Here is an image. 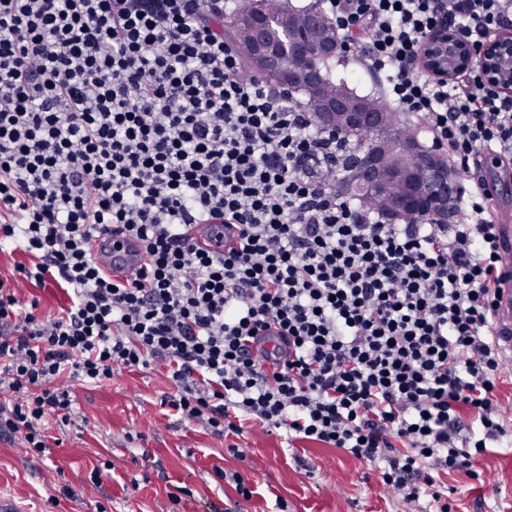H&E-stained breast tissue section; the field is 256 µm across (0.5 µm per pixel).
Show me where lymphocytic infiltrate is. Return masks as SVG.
<instances>
[{
	"label": "lymphocytic infiltrate",
	"mask_w": 512,
	"mask_h": 512,
	"mask_svg": "<svg viewBox=\"0 0 512 512\" xmlns=\"http://www.w3.org/2000/svg\"><path fill=\"white\" fill-rule=\"evenodd\" d=\"M342 58L467 172L512 152V94L419 63L445 28L481 47L512 0H321ZM224 0H0V436L48 448L73 381L166 370L183 421L245 423L377 464L384 486L451 512L440 474L507 437L492 309L505 263L479 182L451 224H383L336 191L349 143L287 90L244 77ZM193 224L224 227V248ZM122 229L129 277L92 257ZM68 304L41 318L23 284Z\"/></svg>",
	"instance_id": "f902f5d3"
}]
</instances>
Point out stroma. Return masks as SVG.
Here are the masks:
<instances>
[{
	"label": "stroma",
	"instance_id": "35a3bbf8",
	"mask_svg": "<svg viewBox=\"0 0 512 512\" xmlns=\"http://www.w3.org/2000/svg\"><path fill=\"white\" fill-rule=\"evenodd\" d=\"M166 371L117 369L95 385L74 382L78 425L48 419L49 449L30 457L17 439L0 437V490L27 512H209L237 503L238 512H418V503L384 490L376 471L337 448L309 440L286 444L280 434L245 431L241 455L201 422L176 420L163 400ZM112 470H104V463ZM101 482H93L95 469ZM239 472L254 489L239 500L217 470ZM478 478L444 476L453 512H512V447L495 448L476 464ZM181 495L173 503V495Z\"/></svg>",
	"mask_w": 512,
	"mask_h": 512
}]
</instances>
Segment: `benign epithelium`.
Instances as JSON below:
<instances>
[{"label": "benign epithelium", "mask_w": 512, "mask_h": 512, "mask_svg": "<svg viewBox=\"0 0 512 512\" xmlns=\"http://www.w3.org/2000/svg\"><path fill=\"white\" fill-rule=\"evenodd\" d=\"M268 5L269 0L260 2L254 17L257 35L244 49L252 69L264 77L275 75L279 86L305 84L316 116L326 126H337L348 133L382 127L383 115L365 111L356 99L338 106L324 98L320 64L325 57L336 54L335 34L313 30L309 39L300 40L283 32L274 40L265 28ZM421 62L445 80L476 65L487 82L512 92V30L498 34L476 51L453 33L440 29L426 41ZM361 158L360 163L348 168L343 181L359 195L388 197L385 223L405 224L418 212L429 213L438 224L448 223L459 177L447 156L424 149L415 137L399 143L379 137Z\"/></svg>", "instance_id": "benign-epithelium-1"}]
</instances>
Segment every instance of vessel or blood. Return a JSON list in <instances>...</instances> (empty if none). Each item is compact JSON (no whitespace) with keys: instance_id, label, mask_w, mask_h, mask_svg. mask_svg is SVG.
Wrapping results in <instances>:
<instances>
[{"instance_id":"b4317fda","label":"vessel or blood","mask_w":512,"mask_h":512,"mask_svg":"<svg viewBox=\"0 0 512 512\" xmlns=\"http://www.w3.org/2000/svg\"><path fill=\"white\" fill-rule=\"evenodd\" d=\"M492 201L490 209L495 222L499 248L508 262L501 273L500 286L493 308V326L501 351L512 353V212L500 207L498 186L486 185ZM140 245L128 235L116 232L102 241L95 253L96 260L112 269L114 275L123 278L132 273L139 262Z\"/></svg>"}]
</instances>
